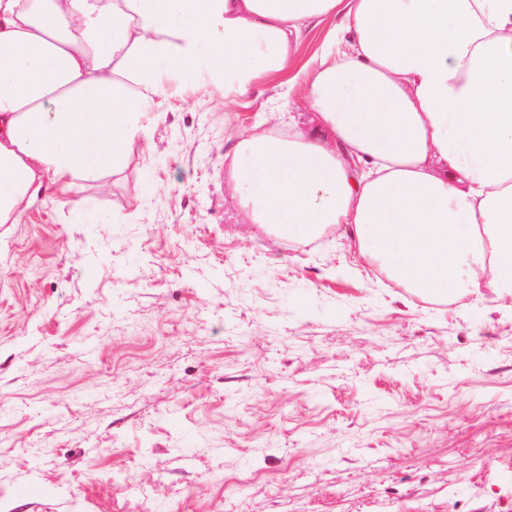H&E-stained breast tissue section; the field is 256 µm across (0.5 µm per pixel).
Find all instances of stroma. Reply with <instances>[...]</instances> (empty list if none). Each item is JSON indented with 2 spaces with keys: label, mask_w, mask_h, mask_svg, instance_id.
<instances>
[{
  "label": "stroma",
  "mask_w": 512,
  "mask_h": 512,
  "mask_svg": "<svg viewBox=\"0 0 512 512\" xmlns=\"http://www.w3.org/2000/svg\"><path fill=\"white\" fill-rule=\"evenodd\" d=\"M282 93L201 83L0 224V512H512V298L244 223L235 134L307 121Z\"/></svg>",
  "instance_id": "obj_1"
}]
</instances>
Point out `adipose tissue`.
I'll return each mask as SVG.
<instances>
[{
	"label": "adipose tissue",
	"mask_w": 512,
	"mask_h": 512,
	"mask_svg": "<svg viewBox=\"0 0 512 512\" xmlns=\"http://www.w3.org/2000/svg\"><path fill=\"white\" fill-rule=\"evenodd\" d=\"M349 34L301 74L313 130L240 134L248 221L344 225L404 287L512 297V0H0V224L104 183L206 81L288 72L312 23Z\"/></svg>",
	"instance_id": "obj_1"
}]
</instances>
